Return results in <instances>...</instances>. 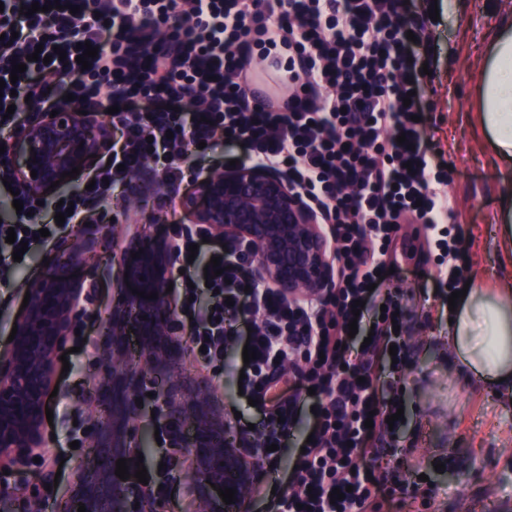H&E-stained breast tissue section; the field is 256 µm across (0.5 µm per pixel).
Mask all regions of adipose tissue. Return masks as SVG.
I'll return each instance as SVG.
<instances>
[{"instance_id":"obj_1","label":"adipose tissue","mask_w":512,"mask_h":512,"mask_svg":"<svg viewBox=\"0 0 512 512\" xmlns=\"http://www.w3.org/2000/svg\"><path fill=\"white\" fill-rule=\"evenodd\" d=\"M500 23L479 67L481 129L495 155L512 161V0H497ZM450 351L473 380L512 396V280L495 293L470 289L449 324Z\"/></svg>"}]
</instances>
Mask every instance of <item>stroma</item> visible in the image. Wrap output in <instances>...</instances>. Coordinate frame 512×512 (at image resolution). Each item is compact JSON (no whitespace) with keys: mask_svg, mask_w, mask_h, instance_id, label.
I'll list each match as a JSON object with an SVG mask.
<instances>
[{"mask_svg":"<svg viewBox=\"0 0 512 512\" xmlns=\"http://www.w3.org/2000/svg\"><path fill=\"white\" fill-rule=\"evenodd\" d=\"M421 10L438 8V20L429 22L432 42L430 73L423 78L433 142L452 164L446 191L459 213L464 246L470 265L463 274L481 288L512 270V252L503 246L497 215L501 196L512 183V165L499 162L483 136L471 106L476 72L483 60L488 34L498 17L494 0H421ZM234 145L222 155L192 154V168L222 170L223 155H237ZM169 182L144 168L138 179L117 187L108 198L89 205L88 214L107 212L114 229L99 257L100 273L78 269L82 280L93 283L92 300L79 321V334L70 336L69 369L55 379L58 388L47 406L53 412L48 427V446L32 473L42 468L60 470L56 488L42 492L34 512H57L58 503L76 477V464L90 441L93 419L90 395L93 361L99 332L109 317L116 294L108 268L116 265L122 250L120 227L145 223L152 216L161 221L153 235L173 236L189 227L190 220L170 198L193 190V175ZM54 255L53 241L35 244L25 261L0 288V349L7 344L25 296L28 280L47 276L44 261ZM399 275L390 282L407 307V326L412 363L405 370L408 394V424L394 446L383 447L376 462L380 470L400 476L395 500L384 501L380 512H512V401L493 386L469 382L448 365V309L431 306L435 282L432 265L426 264L414 225H406L399 241ZM185 377L208 383L225 418L240 416L242 423L256 424L259 411L242 398L230 367L206 365L196 353H188ZM427 472L426 484L414 485L406 473L407 462ZM444 471H437V463ZM150 485L169 507V512H201L182 489L191 467L187 455H174L169 439L150 442L143 452Z\"/></svg>","mask_w":512,"mask_h":512,"instance_id":"stroma-1","label":"stroma"}]
</instances>
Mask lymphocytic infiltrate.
I'll list each match as a JSON object with an SVG mask.
<instances>
[{
  "instance_id": "lymphocytic-infiltrate-1",
  "label": "lymphocytic infiltrate",
  "mask_w": 512,
  "mask_h": 512,
  "mask_svg": "<svg viewBox=\"0 0 512 512\" xmlns=\"http://www.w3.org/2000/svg\"><path fill=\"white\" fill-rule=\"evenodd\" d=\"M178 16L190 25L172 47L148 61L134 54L129 30L149 43ZM425 29L411 0H0V107L26 96L51 102L48 72L69 78L72 95L98 111L119 108L110 161L94 172L92 189L70 194L66 223H80L90 200L148 162L172 177L191 147L224 139L242 146L254 166L285 169L319 212L336 286L318 299H286L258 280L240 240L214 238L194 254L189 239L175 240L177 261L203 266L216 257L224 268L210 281L203 315L195 313L194 289L180 288L203 359L224 362L232 344L257 354L242 387L264 420L239 434L249 457L285 472L288 490L268 512H378L395 494L394 479L371 460L406 395L401 373L411 352L401 300L377 286V276L393 268L406 224L424 236L441 298L468 262L445 191L448 171L424 136L418 63L428 52ZM85 42L98 54L84 69L76 47ZM56 49L65 58L53 57ZM256 58L286 69L294 87L287 100L254 86ZM16 62L26 70L15 77ZM18 198L22 213L0 223V271L15 265L8 231L29 243L45 226L41 206L27 192ZM358 300L364 308H355ZM312 393L320 398L308 427L313 440L280 468L278 450L294 437ZM336 488L345 495L334 502Z\"/></svg>"
}]
</instances>
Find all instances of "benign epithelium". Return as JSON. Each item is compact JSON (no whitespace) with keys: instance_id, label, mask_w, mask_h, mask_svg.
<instances>
[{"instance_id":"1","label":"benign epithelium","mask_w":512,"mask_h":512,"mask_svg":"<svg viewBox=\"0 0 512 512\" xmlns=\"http://www.w3.org/2000/svg\"><path fill=\"white\" fill-rule=\"evenodd\" d=\"M58 114L50 116L51 111ZM27 119L15 132V144L5 143L0 161L14 167L20 181L39 198L47 188L69 186L73 179L61 174L78 167L85 171L103 157L112 140V115L93 106L63 98L48 105L26 104ZM36 162L28 164V160ZM37 171L31 177V171ZM195 192L172 201L192 214L214 235L245 240L252 248V269L286 297L323 294L334 287L324 234L315 211L288 184L281 171L240 166L224 173H197ZM87 224L64 237L55 247L49 276L32 281L28 305L17 320L11 346L0 352V466L16 473L29 470L33 458L47 447L45 405L52 390L56 362L66 349L72 328L83 313L82 301L90 292L74 277L75 267H93L103 232L112 224L106 215L88 216ZM147 225L128 224L115 285L118 298L103 326L96 347L91 445L77 464L75 486L61 512H167L166 502L149 486L115 475L116 461L138 456L142 438V406L135 403L146 381V371L168 375L154 401V422L169 430L173 442L187 450L193 469L186 492L201 512H225L216 488L236 490L242 503L253 473L241 443L231 444L224 427V412L209 389L197 387V400L184 401V383L175 375L187 353L174 339L176 321L166 293L176 254L169 239L146 241ZM142 251L133 258L131 254ZM137 289L156 299H144ZM139 337V360L127 351L128 336ZM54 482L50 470L37 482L16 486L18 494L5 512L17 507L31 510L32 502Z\"/></svg>"}]
</instances>
